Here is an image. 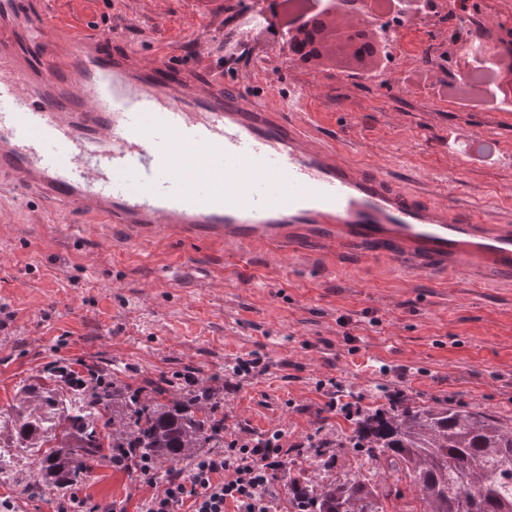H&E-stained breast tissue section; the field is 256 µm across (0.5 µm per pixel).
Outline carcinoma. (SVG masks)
<instances>
[{
    "instance_id": "obj_1",
    "label": "carcinoma",
    "mask_w": 512,
    "mask_h": 512,
    "mask_svg": "<svg viewBox=\"0 0 512 512\" xmlns=\"http://www.w3.org/2000/svg\"><path fill=\"white\" fill-rule=\"evenodd\" d=\"M102 379L93 398L51 374L21 388L13 413L0 412V443L38 454L44 492L69 486L107 448L156 460L164 480L166 464L224 447V416L207 383L184 394L161 384L134 390L109 373ZM351 424L336 449L313 445L319 466L331 467L352 448L399 473L421 512H512L511 419L400 397L356 413ZM291 484L294 508L307 512H387L386 500L403 498L359 472L318 484L301 473Z\"/></svg>"
}]
</instances>
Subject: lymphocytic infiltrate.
Segmentation results:
<instances>
[{"label": "lymphocytic infiltrate", "mask_w": 512, "mask_h": 512, "mask_svg": "<svg viewBox=\"0 0 512 512\" xmlns=\"http://www.w3.org/2000/svg\"><path fill=\"white\" fill-rule=\"evenodd\" d=\"M301 44L305 64L333 59L361 65L377 55L368 32L346 20L304 31ZM287 455L281 433L259 439L247 431L228 440L224 450L194 457L188 471L172 470L161 485L156 463L143 460L136 473L157 492L145 499L141 512H176L185 504L190 512H278L275 486Z\"/></svg>", "instance_id": "lymphocytic-infiltrate-1"}]
</instances>
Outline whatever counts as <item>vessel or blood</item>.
Segmentation results:
<instances>
[{"mask_svg": "<svg viewBox=\"0 0 512 512\" xmlns=\"http://www.w3.org/2000/svg\"><path fill=\"white\" fill-rule=\"evenodd\" d=\"M103 38L28 23L0 0V176L20 196L215 247L304 255L354 248L410 274L512 280V220L497 222L345 160L334 140L231 81L204 82L164 50L103 51Z\"/></svg>", "mask_w": 512, "mask_h": 512, "instance_id": "b4317fda", "label": "vessel or blood"}]
</instances>
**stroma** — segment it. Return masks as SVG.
<instances>
[{
	"label": "stroma",
	"instance_id": "1",
	"mask_svg": "<svg viewBox=\"0 0 512 512\" xmlns=\"http://www.w3.org/2000/svg\"><path fill=\"white\" fill-rule=\"evenodd\" d=\"M29 21L78 36L109 30L151 56L156 45L202 78L237 79L258 102L297 100L294 119L340 139L345 157L413 180L451 207L512 215V105L446 93L467 69L456 33L496 47L512 0H433L428 17L378 20L389 58L373 74L295 66L261 24L260 0H25ZM241 29L242 44L227 41ZM426 69L425 81L414 72ZM84 214L23 200L0 177V411L57 359L143 382L192 374L213 388L228 432L280 430L289 471L310 442L344 437L352 413L392 392L512 417V288L406 275L353 250L251 266L200 242L142 246L124 228L86 233ZM259 359L231 377L237 358ZM95 501L140 512L150 488L98 459L77 481Z\"/></svg>",
	"mask_w": 512,
	"mask_h": 512
}]
</instances>
